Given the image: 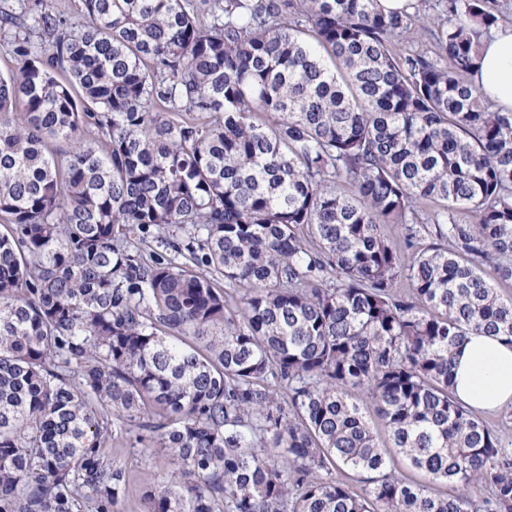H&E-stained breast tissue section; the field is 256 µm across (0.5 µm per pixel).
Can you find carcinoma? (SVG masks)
I'll return each instance as SVG.
<instances>
[{"label":"carcinoma","mask_w":512,"mask_h":512,"mask_svg":"<svg viewBox=\"0 0 512 512\" xmlns=\"http://www.w3.org/2000/svg\"><path fill=\"white\" fill-rule=\"evenodd\" d=\"M77 10H0V512H114L117 421L144 512H512L453 383L512 342V112L461 79L505 16L445 0L429 55L380 0ZM129 436L124 440L112 442L109 451L112 462L122 467L131 477V486L127 498L118 505L116 512H143L142 493L147 478L162 482L170 470L168 461L153 451L141 446L132 447Z\"/></svg>","instance_id":"obj_1"}]
</instances>
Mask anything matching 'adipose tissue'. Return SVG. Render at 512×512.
Segmentation results:
<instances>
[{
  "label": "adipose tissue",
  "mask_w": 512,
  "mask_h": 512,
  "mask_svg": "<svg viewBox=\"0 0 512 512\" xmlns=\"http://www.w3.org/2000/svg\"><path fill=\"white\" fill-rule=\"evenodd\" d=\"M470 81L497 110L512 112V26L492 31L481 43V60ZM456 399L477 411L512 405V345L484 333L467 336L454 355Z\"/></svg>",
  "instance_id": "ef3b65f1"
}]
</instances>
